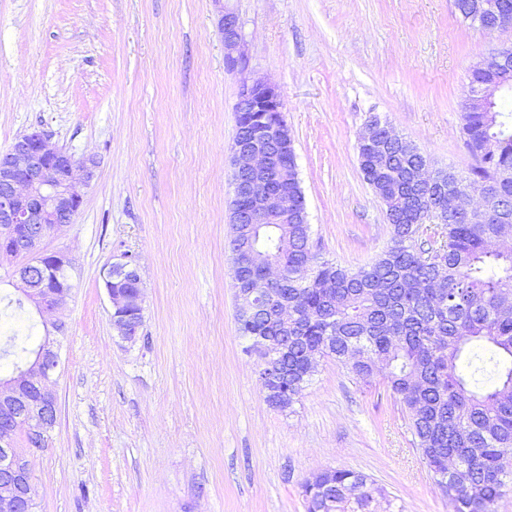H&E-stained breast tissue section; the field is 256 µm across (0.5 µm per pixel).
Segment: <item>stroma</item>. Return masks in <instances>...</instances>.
Listing matches in <instances>:
<instances>
[{"instance_id":"stroma-1","label":"stroma","mask_w":512,"mask_h":512,"mask_svg":"<svg viewBox=\"0 0 512 512\" xmlns=\"http://www.w3.org/2000/svg\"><path fill=\"white\" fill-rule=\"evenodd\" d=\"M246 72L228 70L212 0H0V153L40 127L99 166L71 224L74 288L61 319L58 422L30 460L35 512H306L303 483L328 468L383 487L371 512H454L382 377L321 359L291 408L269 406L243 351L228 249L242 79L278 87L313 249L352 270L390 243L360 169L370 115L431 168L464 174L463 102L477 62L512 45L452 0H224ZM140 265L143 326L117 336L100 276ZM0 264V342H39Z\"/></svg>"}]
</instances>
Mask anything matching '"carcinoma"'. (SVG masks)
<instances>
[{"label": "carcinoma", "instance_id": "carcinoma-1", "mask_svg": "<svg viewBox=\"0 0 512 512\" xmlns=\"http://www.w3.org/2000/svg\"><path fill=\"white\" fill-rule=\"evenodd\" d=\"M464 144L476 158L465 175L435 172L417 185L411 169L429 164L411 141L359 150L368 184L391 226L390 245L356 271L312 252L308 224H240L230 239L234 286L260 276L249 250L265 249L285 283L271 297L288 299L281 325L237 306L244 351L272 376L266 402L278 409L298 400L321 358H332L369 384L376 371L403 404L413 444L455 512H496L512 477V113L463 115ZM483 195L471 215L448 211V192ZM488 347L509 367L490 386H476L462 363ZM306 512H368L382 494L359 472L326 468L302 486Z\"/></svg>", "mask_w": 512, "mask_h": 512}]
</instances>
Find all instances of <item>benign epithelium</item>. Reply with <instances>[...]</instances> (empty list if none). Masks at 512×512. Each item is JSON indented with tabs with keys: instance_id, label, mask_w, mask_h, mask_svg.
Returning <instances> with one entry per match:
<instances>
[{
	"instance_id": "obj_1",
	"label": "benign epithelium",
	"mask_w": 512,
	"mask_h": 512,
	"mask_svg": "<svg viewBox=\"0 0 512 512\" xmlns=\"http://www.w3.org/2000/svg\"><path fill=\"white\" fill-rule=\"evenodd\" d=\"M512 10V0H482L469 17L486 32L504 29L502 18ZM218 29L224 41V63L230 70L245 68L244 35L239 15L220 8ZM504 88L512 89V61L497 57L488 81L467 92L466 102L479 107ZM237 112H281L278 89L262 81L242 82ZM51 134L34 129L19 137L0 154V254L25 250L35 263L19 265L12 276L23 284L22 293L39 314L66 308V296L47 287V279L72 264L63 250L46 251L43 243L59 227L72 222L83 203L82 188L94 178L98 162L88 156L77 162L63 149L50 145ZM284 122L254 118L237 130L231 146L230 223L299 224L296 208L288 201V140ZM251 261L265 268L249 294L262 293L277 282L281 268L259 251ZM138 273V260L129 253L113 256L101 278L112 304L111 322L126 341L137 338L139 326L131 320L133 306H141V293L125 289L127 278ZM58 366V344L44 337L21 368L0 379V512H33L34 485L28 456L49 446L57 424V397L52 375ZM24 433L25 448L16 444Z\"/></svg>"
}]
</instances>
